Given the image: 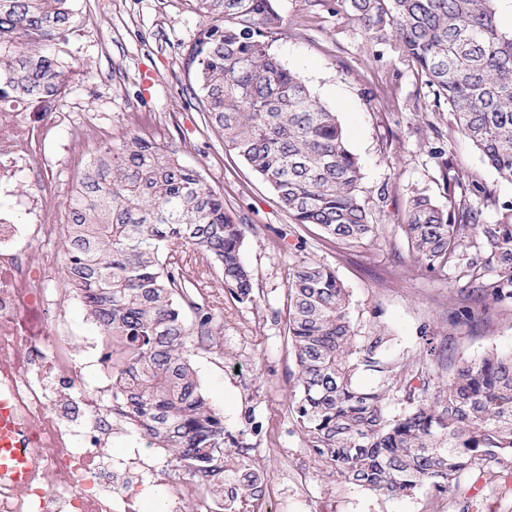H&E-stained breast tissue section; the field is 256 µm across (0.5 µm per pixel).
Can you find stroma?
Here are the masks:
<instances>
[{
    "instance_id": "obj_1",
    "label": "stroma",
    "mask_w": 512,
    "mask_h": 512,
    "mask_svg": "<svg viewBox=\"0 0 512 512\" xmlns=\"http://www.w3.org/2000/svg\"><path fill=\"white\" fill-rule=\"evenodd\" d=\"M281 18L273 50L297 72L313 95L336 113L348 149L361 166V196L379 231L374 239L339 244L313 225L292 223L273 189L241 158L225 149L209 127L184 63V51L205 20L189 0H78V25L68 49L79 68L53 105L75 123L109 132L110 141L135 133L175 148L182 161L223 192L224 206L258 230L247 233L242 256L254 274L256 300L222 298L223 317L213 345L194 346L193 362L204 390L231 434L254 414L262 431L252 452L264 475L268 512H512V482L441 497L427 489L411 498H388L322 477L303 446L289 411L296 362L286 344V277L289 267L314 261L335 270L350 294L357 329L372 318L396 336L394 352L415 357L423 328L454 335L456 362L495 347L512 351V304L490 306L476 332L450 330L448 311L458 298L453 274L420 267L402 229L413 195L440 208L448 191L430 156L441 146L463 183L478 182L474 203L484 223H495L512 202L502 180L467 138L454 133L448 110L436 109L412 66L387 46L370 48L345 0H275ZM53 162L50 205L66 209L70 183L90 154L59 127L49 150ZM113 457L137 456L152 468L137 498L138 512H171L173 489L163 449L149 447L135 429L112 421L105 447Z\"/></svg>"
}]
</instances>
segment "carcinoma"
<instances>
[{"instance_id": "1", "label": "carcinoma", "mask_w": 512, "mask_h": 512, "mask_svg": "<svg viewBox=\"0 0 512 512\" xmlns=\"http://www.w3.org/2000/svg\"><path fill=\"white\" fill-rule=\"evenodd\" d=\"M76 0H0V103L54 102L76 60L66 50ZM207 19L185 50L204 119L224 147L274 190L293 223L341 243L376 236L360 196L357 158L336 113L272 51L281 18L273 0H194ZM373 46L391 45L417 69L455 131L512 182V30L498 25L504 0H345ZM448 198L463 187L435 147ZM63 280L103 337L112 413L167 453L205 494L245 510L263 490L253 445L224 427L193 365L188 339L213 340L214 305L180 274L192 247L218 267L224 293L255 301L242 256L252 224L224 209V194L177 151L127 134L100 147L68 199ZM466 196L445 212L413 196L403 225L416 262L464 281L448 326H471L490 303H512V204L494 224ZM471 240L474 252L467 251ZM287 344L297 375L290 413L327 478L385 497L427 487L453 494L486 462L512 458V351L467 361L446 383L427 362L391 352L385 326L358 332L349 294L329 266L288 269ZM194 322H188V314ZM368 372L374 383L364 386ZM405 405L398 414L394 402Z\"/></svg>"}]
</instances>
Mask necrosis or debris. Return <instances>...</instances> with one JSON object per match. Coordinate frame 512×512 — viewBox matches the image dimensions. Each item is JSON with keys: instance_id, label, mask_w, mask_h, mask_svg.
Returning a JSON list of instances; mask_svg holds the SVG:
<instances>
[{"instance_id": "obj_1", "label": "necrosis or debris", "mask_w": 512, "mask_h": 512, "mask_svg": "<svg viewBox=\"0 0 512 512\" xmlns=\"http://www.w3.org/2000/svg\"><path fill=\"white\" fill-rule=\"evenodd\" d=\"M54 112L0 109V196L16 199L19 223L0 211V403L20 430L34 470L24 485L0 479V512H133L140 480L115 482L103 448L112 434L101 393L78 390L83 365L60 316L74 298L52 244L68 218L45 201L50 189L44 132ZM34 192L17 196L20 177Z\"/></svg>"}]
</instances>
